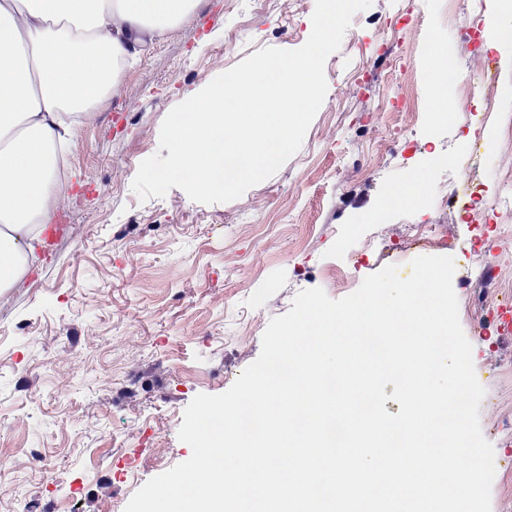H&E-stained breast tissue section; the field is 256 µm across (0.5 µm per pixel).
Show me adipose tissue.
Masks as SVG:
<instances>
[{"instance_id": "ef3b65f1", "label": "adipose tissue", "mask_w": 512, "mask_h": 512, "mask_svg": "<svg viewBox=\"0 0 512 512\" xmlns=\"http://www.w3.org/2000/svg\"><path fill=\"white\" fill-rule=\"evenodd\" d=\"M197 0H0V295L20 279L52 212L55 148L75 138L66 106L87 112L120 81L144 33L190 16Z\"/></svg>"}]
</instances>
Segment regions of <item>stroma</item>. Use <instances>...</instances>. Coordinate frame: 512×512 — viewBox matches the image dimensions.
I'll return each instance as SVG.
<instances>
[{"instance_id": "stroma-1", "label": "stroma", "mask_w": 512, "mask_h": 512, "mask_svg": "<svg viewBox=\"0 0 512 512\" xmlns=\"http://www.w3.org/2000/svg\"><path fill=\"white\" fill-rule=\"evenodd\" d=\"M316 0H200L190 23L145 34L126 66L122 96L107 97L67 148V188L57 199L79 228L55 249L38 246L26 275L0 298V451L40 449L48 471L0 477V512L39 494L55 512H124L151 478L187 461L178 438L186 407L227 391L260 355L270 321L298 292L340 299L393 265L409 278L419 256H449L459 322L484 389L480 428L494 449L491 512H512V333L483 335L485 318L512 306V253L491 283L475 280V256L508 223L512 206V67L497 66L503 95L486 110L477 63L487 56L486 0H371L325 61L327 94L299 150L239 198L205 204L179 188L140 199L132 182L160 151L167 114L216 76L265 47H301ZM384 15L380 28L370 17ZM471 42H461L463 30ZM435 45L473 84L467 111L414 113L386 106L435 97ZM402 133L405 151L387 135ZM444 151L448 171L432 169ZM380 169L373 179L365 164ZM474 176L459 182L460 171ZM410 177L426 188L456 181L480 199L467 223L434 202L396 208L375 225L387 186ZM441 229L416 246L415 224ZM137 377H130V369Z\"/></svg>"}]
</instances>
